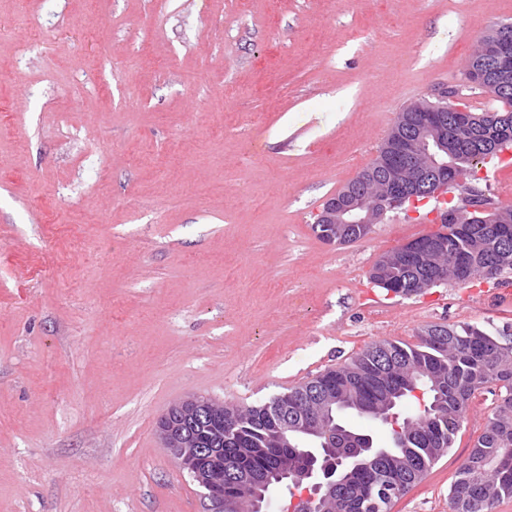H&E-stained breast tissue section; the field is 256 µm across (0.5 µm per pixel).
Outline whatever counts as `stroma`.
Wrapping results in <instances>:
<instances>
[{"label":"stroma","instance_id":"35a3bbf8","mask_svg":"<svg viewBox=\"0 0 512 512\" xmlns=\"http://www.w3.org/2000/svg\"><path fill=\"white\" fill-rule=\"evenodd\" d=\"M512 0H0V512H206L158 433L187 397L247 407L427 325L512 327L484 284L370 275L438 202L365 238L323 203L398 112L465 86ZM512 206V149L479 168ZM496 404L391 512L448 494Z\"/></svg>","mask_w":512,"mask_h":512}]
</instances>
